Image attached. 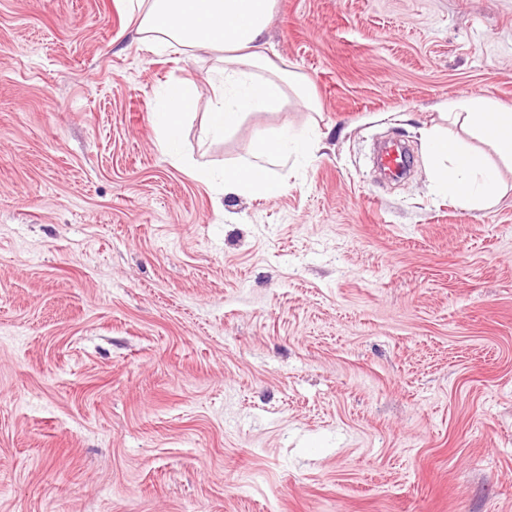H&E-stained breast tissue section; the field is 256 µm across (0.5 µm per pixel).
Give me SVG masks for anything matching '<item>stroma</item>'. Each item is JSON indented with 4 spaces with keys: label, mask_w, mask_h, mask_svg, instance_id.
<instances>
[{
    "label": "stroma",
    "mask_w": 512,
    "mask_h": 512,
    "mask_svg": "<svg viewBox=\"0 0 512 512\" xmlns=\"http://www.w3.org/2000/svg\"><path fill=\"white\" fill-rule=\"evenodd\" d=\"M134 29L122 0H0V512H512V166L467 210L417 133L512 109V0H276L319 109L207 143L219 53ZM285 122L322 148L280 194L196 180ZM164 109L156 112V127L159 143L171 162L181 161L179 155V130L192 105L188 87L181 83L170 84L164 92Z\"/></svg>",
    "instance_id": "stroma-1"
}]
</instances>
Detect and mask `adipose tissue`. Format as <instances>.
I'll use <instances>...</instances> for the list:
<instances>
[{"label":"adipose tissue","instance_id":"obj_1","mask_svg":"<svg viewBox=\"0 0 512 512\" xmlns=\"http://www.w3.org/2000/svg\"><path fill=\"white\" fill-rule=\"evenodd\" d=\"M136 21V34L156 54L192 57L201 50L219 51L224 66L212 83L209 121L202 134L217 139L250 112H280L289 97L304 101L310 111L318 104L311 83L276 65L264 35L274 0H125ZM164 109L156 115L159 143L172 163H179V130L192 105L183 84H170ZM444 121L465 127L486 141L498 161L512 165V110L484 98H461L441 105ZM320 144L316 135L295 133L289 124L263 130L247 164L225 169L228 195L274 196L286 184L274 169L290 159L308 158ZM427 173L435 188L456 197L470 210L485 209L500 189L499 170L466 141L448 136L440 125L421 131Z\"/></svg>","mask_w":512,"mask_h":512}]
</instances>
